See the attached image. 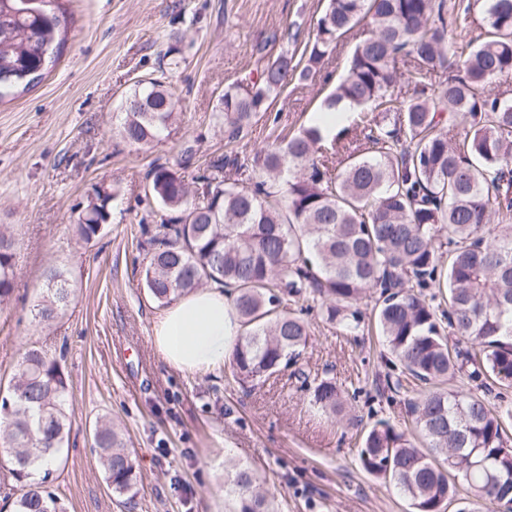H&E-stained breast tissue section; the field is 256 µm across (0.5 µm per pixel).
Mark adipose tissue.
<instances>
[{"label": "adipose tissue", "instance_id": "1", "mask_svg": "<svg viewBox=\"0 0 512 512\" xmlns=\"http://www.w3.org/2000/svg\"><path fill=\"white\" fill-rule=\"evenodd\" d=\"M242 327L219 288H202L177 300L153 325V344L170 366L204 374L231 360Z\"/></svg>", "mask_w": 512, "mask_h": 512}]
</instances>
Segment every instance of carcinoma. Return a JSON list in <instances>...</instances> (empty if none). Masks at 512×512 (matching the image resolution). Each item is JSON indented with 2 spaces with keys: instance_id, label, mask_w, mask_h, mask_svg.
<instances>
[{
  "instance_id": "1",
  "label": "carcinoma",
  "mask_w": 512,
  "mask_h": 512,
  "mask_svg": "<svg viewBox=\"0 0 512 512\" xmlns=\"http://www.w3.org/2000/svg\"><path fill=\"white\" fill-rule=\"evenodd\" d=\"M58 0H0V101L39 82L55 65L69 19ZM485 32L471 37L476 8ZM347 76L323 111L349 106L348 126L329 138L318 122L279 137L234 163L187 181L186 148L174 166L156 165L145 193L167 218L144 248L151 296L169 304L208 284L226 288L244 333L232 365L254 387L297 362L308 324L288 308L300 297L321 302L329 323L359 327L349 305L378 292L374 318L399 369L387 389L406 396L409 428L377 421L363 433L358 459L368 474L393 482L410 512H459L512 502V406L489 407L492 386L512 387V102L493 93L512 73V0H326L300 58L279 53L256 74L224 88L219 112L236 139L267 111L272 94L324 64L361 23ZM403 61L406 71L398 72ZM166 71L127 96L119 134L133 147L157 140L174 119ZM410 87L404 95L399 82ZM113 194L100 187L75 228L89 243L102 232ZM16 240L0 231V303L14 292ZM41 323L68 305L72 284L58 267L44 272ZM445 290L448 309L425 290ZM463 374L472 390L445 387ZM424 388L409 395L403 380ZM70 382L60 361L32 347L0 388V443L21 487L13 512H66L50 485L52 465L69 442ZM312 401L338 415L342 393L313 378ZM428 444L423 450L415 439ZM92 448L112 494L129 505L138 475L120 428L99 419ZM459 448L474 456L465 468ZM234 512H274L248 467L227 470Z\"/></svg>"
}]
</instances>
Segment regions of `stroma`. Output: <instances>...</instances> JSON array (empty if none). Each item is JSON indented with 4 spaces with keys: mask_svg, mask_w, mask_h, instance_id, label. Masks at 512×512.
Masks as SVG:
<instances>
[{
    "mask_svg": "<svg viewBox=\"0 0 512 512\" xmlns=\"http://www.w3.org/2000/svg\"><path fill=\"white\" fill-rule=\"evenodd\" d=\"M61 4L70 23L57 62L38 84L0 102V228L20 242L15 291L0 305V382H9L28 345L63 354L72 431L54 487L67 512H120L91 448V426L102 417L121 429L135 461L132 512H231L230 459L257 472L278 512H409L399 489L358 461L364 430L379 420L402 429L409 420L403 399L382 395L389 350L374 328V294L356 303L360 334L325 322L312 301L292 307L311 333L297 368L343 389L362 387L332 418L312 404L295 368L249 390L229 365L201 375L168 366L153 346L163 307L145 287L137 249L140 220L155 208L144 191L153 164H175L190 146L204 169L306 125L346 76L355 34L307 80L272 95L268 111L232 140L217 119L225 87L268 57L301 54L324 0ZM171 47L182 59L168 79L176 119L160 141L130 147L118 133L125 98ZM101 186L116 197L103 236L88 244L74 219ZM50 266L67 271L75 292L44 326L35 313Z\"/></svg>",
    "mask_w": 512,
    "mask_h": 512,
    "instance_id": "stroma-1",
    "label": "stroma"
}]
</instances>
